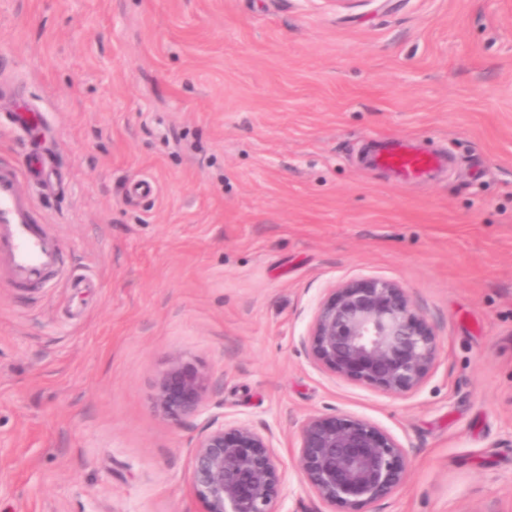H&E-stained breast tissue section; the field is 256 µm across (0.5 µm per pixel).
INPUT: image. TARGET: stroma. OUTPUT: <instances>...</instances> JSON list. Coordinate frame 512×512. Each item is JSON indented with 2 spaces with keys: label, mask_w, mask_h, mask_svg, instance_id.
<instances>
[{
  "label": "stroma",
  "mask_w": 512,
  "mask_h": 512,
  "mask_svg": "<svg viewBox=\"0 0 512 512\" xmlns=\"http://www.w3.org/2000/svg\"><path fill=\"white\" fill-rule=\"evenodd\" d=\"M1 84L43 115L55 184L24 189L64 258L36 290L0 266V512H203L214 415L271 436L279 512H330L295 459L337 412L408 456L370 512H512V0H0ZM396 141L450 162L397 179L369 161ZM360 277L437 332L405 396L310 354ZM176 353L210 375L178 425ZM209 380L208 372L176 354L158 379L155 404L169 420L180 424L204 412Z\"/></svg>",
  "instance_id": "obj_1"
}]
</instances>
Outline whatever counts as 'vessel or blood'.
I'll return each instance as SVG.
<instances>
[{
    "label": "vessel or blood",
    "instance_id": "b4317fda",
    "mask_svg": "<svg viewBox=\"0 0 512 512\" xmlns=\"http://www.w3.org/2000/svg\"><path fill=\"white\" fill-rule=\"evenodd\" d=\"M373 162L401 178L423 179L440 165L441 158L400 144L380 150ZM48 174V159L36 146L31 148L23 165L0 163V265L11 268L15 284L20 288L45 287L62 263L59 246L49 236L22 186L23 178Z\"/></svg>",
    "mask_w": 512,
    "mask_h": 512
}]
</instances>
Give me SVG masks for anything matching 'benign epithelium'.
<instances>
[{"instance_id": "benign-epithelium-1", "label": "benign epithelium", "mask_w": 512, "mask_h": 512, "mask_svg": "<svg viewBox=\"0 0 512 512\" xmlns=\"http://www.w3.org/2000/svg\"><path fill=\"white\" fill-rule=\"evenodd\" d=\"M318 364L391 397L417 389L434 371L438 336L407 290L382 278L353 279L332 288L319 304L310 333ZM208 372L176 354L160 375L157 408L173 423L205 410ZM297 470L337 512H367L406 483V452L390 433L347 415L313 414L298 432ZM285 471L272 439L245 423L213 418L191 457V488L203 512H275Z\"/></svg>"}]
</instances>
